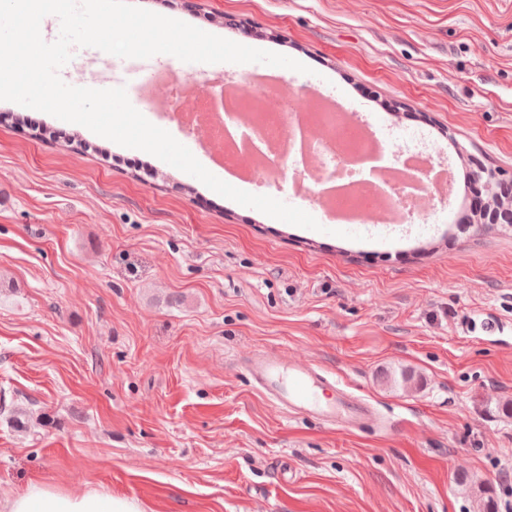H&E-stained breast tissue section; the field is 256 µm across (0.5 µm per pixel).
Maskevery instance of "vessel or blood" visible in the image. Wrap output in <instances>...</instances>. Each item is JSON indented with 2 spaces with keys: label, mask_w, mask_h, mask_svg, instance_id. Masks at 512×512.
<instances>
[{
  "label": "vessel or blood",
  "mask_w": 512,
  "mask_h": 512,
  "mask_svg": "<svg viewBox=\"0 0 512 512\" xmlns=\"http://www.w3.org/2000/svg\"><path fill=\"white\" fill-rule=\"evenodd\" d=\"M243 365L255 388L286 411L357 429L368 422V405L321 369L269 353L250 354Z\"/></svg>",
  "instance_id": "1"
}]
</instances>
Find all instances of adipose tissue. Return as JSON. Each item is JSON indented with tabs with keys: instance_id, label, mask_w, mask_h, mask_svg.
<instances>
[{
	"instance_id": "adipose-tissue-1",
	"label": "adipose tissue",
	"mask_w": 512,
	"mask_h": 512,
	"mask_svg": "<svg viewBox=\"0 0 512 512\" xmlns=\"http://www.w3.org/2000/svg\"><path fill=\"white\" fill-rule=\"evenodd\" d=\"M0 512H142L133 500L86 492L75 495L56 487L35 484L0 500Z\"/></svg>"
}]
</instances>
